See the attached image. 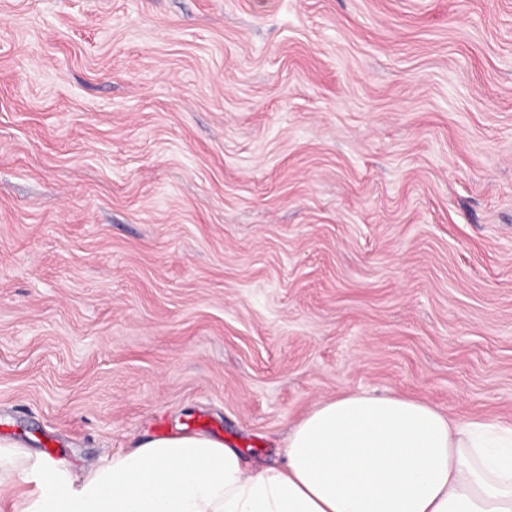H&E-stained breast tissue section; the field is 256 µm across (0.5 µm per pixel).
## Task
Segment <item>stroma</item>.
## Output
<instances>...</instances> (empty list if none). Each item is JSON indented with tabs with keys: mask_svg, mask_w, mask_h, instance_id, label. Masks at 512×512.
Wrapping results in <instances>:
<instances>
[{
	"mask_svg": "<svg viewBox=\"0 0 512 512\" xmlns=\"http://www.w3.org/2000/svg\"><path fill=\"white\" fill-rule=\"evenodd\" d=\"M353 392L512 423V0H0V437Z\"/></svg>",
	"mask_w": 512,
	"mask_h": 512,
	"instance_id": "stroma-1",
	"label": "stroma"
}]
</instances>
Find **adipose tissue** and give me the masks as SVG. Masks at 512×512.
Here are the masks:
<instances>
[{
    "label": "adipose tissue",
    "instance_id": "1",
    "mask_svg": "<svg viewBox=\"0 0 512 512\" xmlns=\"http://www.w3.org/2000/svg\"><path fill=\"white\" fill-rule=\"evenodd\" d=\"M22 484L11 512H512V423L344 394L293 427L283 465L256 471L200 433L79 469L0 438V492Z\"/></svg>",
    "mask_w": 512,
    "mask_h": 512
}]
</instances>
